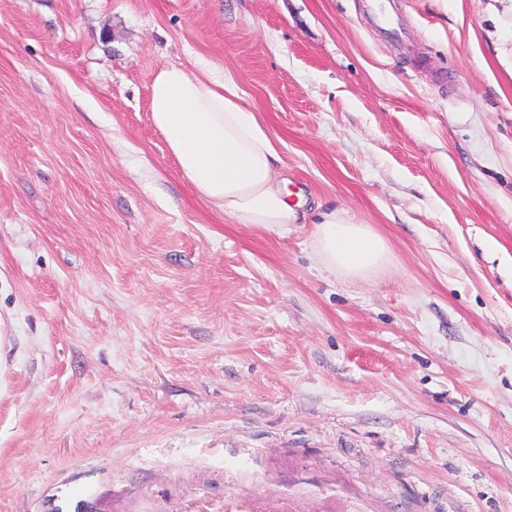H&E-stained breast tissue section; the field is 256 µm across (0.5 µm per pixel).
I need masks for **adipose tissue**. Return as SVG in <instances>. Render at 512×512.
I'll use <instances>...</instances> for the list:
<instances>
[{"instance_id": "obj_1", "label": "adipose tissue", "mask_w": 512, "mask_h": 512, "mask_svg": "<svg viewBox=\"0 0 512 512\" xmlns=\"http://www.w3.org/2000/svg\"><path fill=\"white\" fill-rule=\"evenodd\" d=\"M151 120L196 197L239 224L283 230L303 215L280 179L277 149L235 81L208 67L165 66L155 74ZM316 251L331 272L363 277L389 258L386 241L364 223L322 212Z\"/></svg>"}]
</instances>
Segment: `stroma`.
<instances>
[{
    "label": "stroma",
    "mask_w": 512,
    "mask_h": 512,
    "mask_svg": "<svg viewBox=\"0 0 512 512\" xmlns=\"http://www.w3.org/2000/svg\"><path fill=\"white\" fill-rule=\"evenodd\" d=\"M0 0V512L266 463L365 512H512V0ZM207 61L308 221L235 223L151 121ZM390 247L325 271L317 207Z\"/></svg>",
    "instance_id": "35a3bbf8"
}]
</instances>
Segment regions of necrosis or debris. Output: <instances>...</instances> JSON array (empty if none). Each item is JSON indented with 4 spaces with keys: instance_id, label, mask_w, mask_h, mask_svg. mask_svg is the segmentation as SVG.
Here are the masks:
<instances>
[{
    "instance_id": "necrosis-or-debris-1",
    "label": "necrosis or debris",
    "mask_w": 512,
    "mask_h": 512,
    "mask_svg": "<svg viewBox=\"0 0 512 512\" xmlns=\"http://www.w3.org/2000/svg\"><path fill=\"white\" fill-rule=\"evenodd\" d=\"M194 464L208 476V486L172 481L168 502H161L153 488L139 494L140 504L126 512H269L270 498H277L279 512H359L352 501L317 493L272 496L262 475H245L242 467L228 465L223 452L195 456Z\"/></svg>"
}]
</instances>
